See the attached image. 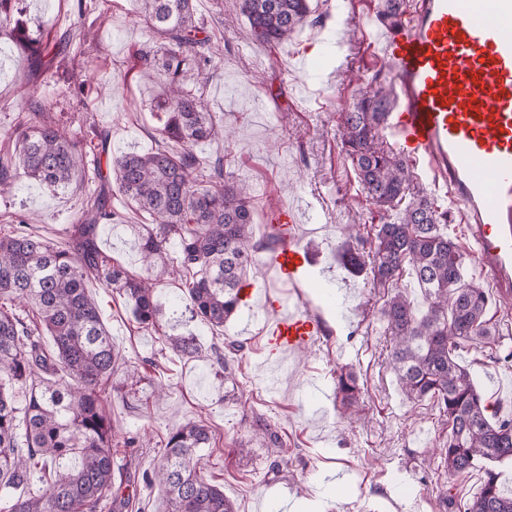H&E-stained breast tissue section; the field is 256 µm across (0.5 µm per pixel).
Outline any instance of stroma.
Returning <instances> with one entry per match:
<instances>
[{
  "label": "stroma",
  "instance_id": "35a3bbf8",
  "mask_svg": "<svg viewBox=\"0 0 512 512\" xmlns=\"http://www.w3.org/2000/svg\"><path fill=\"white\" fill-rule=\"evenodd\" d=\"M79 0H21L29 26L62 34L76 18ZM384 0H311L312 13L288 43L271 48L256 42L236 0H197L199 18L216 33L207 65L204 100L217 121L234 127L233 141L196 146L251 193L253 234L265 238L280 208L300 209L298 241L317 254L314 275L291 283L263 261L246 271L248 282L271 291L315 317L323 333L304 353L292 354L278 388L266 377L272 368L263 352L265 319L261 304L241 306L216 334L184 319L178 330L202 348L230 339L242 349L234 357L235 383L225 389L207 356L187 358L165 349L159 336L137 330L130 311L111 289L90 281L112 341L145 379L126 385L124 399L105 398L104 407L121 438L136 447H118L124 464V491L149 500L151 512H166L162 487L145 486L141 475L163 456L169 431L190 420L206 421L217 450L204 457L205 473L224 489L237 512H258L261 502L285 501L294 512H452L439 497L442 480L426 462L447 435L430 402H410L387 364L388 338L381 309L384 289L369 274H355L336 260L347 224H376L380 212L363 192L337 134L339 112L377 83L391 80L380 34L387 23ZM138 0H95L86 22L95 46L73 77L69 55L56 60L38 91L67 133L85 144L89 160L112 181V159L156 146L164 121L154 98L166 76L158 68L142 73L136 50L154 46L135 20ZM29 61L8 36L0 37V157L12 153V133L30 103ZM106 131L97 139L95 130ZM88 182L53 190L20 179L12 195L0 197V213L37 217L36 231L50 243L69 242ZM114 220L102 222L98 241L104 253L129 271H140L132 227L147 223L120 194H112ZM474 380L490 410L512 414V368L473 364ZM164 367L167 396L147 381L154 363ZM352 368L362 389L363 418L350 421L336 408V372ZM275 425L287 445V464L255 435L260 422ZM249 454L238 451L239 443Z\"/></svg>",
  "mask_w": 512,
  "mask_h": 512
}]
</instances>
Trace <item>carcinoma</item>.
<instances>
[{
    "instance_id": "obj_1",
    "label": "carcinoma",
    "mask_w": 512,
    "mask_h": 512,
    "mask_svg": "<svg viewBox=\"0 0 512 512\" xmlns=\"http://www.w3.org/2000/svg\"><path fill=\"white\" fill-rule=\"evenodd\" d=\"M20 0H0V33L6 31L44 74L68 45L86 42L91 31L81 22L61 36L35 34L22 19ZM139 19L161 40L162 67L168 85L157 103L168 113L156 147L127 153L112 161L118 192L150 223L138 230L144 274L133 276L104 258L97 243L98 225L114 217L110 190L84 201L72 241L55 247L29 231L30 219L16 217L0 233V512H148V503L120 495L123 473L114 468L112 447L118 434L103 406L102 384L121 362L119 351L88 292L95 280L118 292L143 328L159 326L155 294L168 280L185 284L192 316L219 330L234 314L239 288L255 255L280 244L277 233L262 241L253 236L254 211L249 188L224 175V159L210 164L194 146L231 136L207 111L203 48L213 42L197 16L195 0H138ZM252 36L276 47L288 41L311 13L309 0H240ZM197 70V80H186ZM395 103L394 89L381 85L344 111L341 144L367 198L394 222L373 227L365 238L360 225L348 226L349 244L342 258L353 270L370 268L373 283L392 292L382 317L391 336L390 367L411 402L430 401L448 428L433 449L437 469L461 475L479 468L480 492L443 501L457 512H512V491L504 490L493 463L512 461V419L488 414L470 368L458 351H482L496 329L487 319L488 295L465 279V260L444 231L441 212L415 183L411 165L384 140L381 131ZM81 142L45 117L38 100L16 129L12 160L0 159V195L18 178L65 189L85 172ZM177 244L176 256L167 244ZM411 271L424 293L426 310H416L398 282ZM52 336L55 351L40 347L41 332ZM171 352L196 357L193 336L166 334ZM24 392L23 419L16 394ZM361 388L355 372L336 373V397L350 412ZM258 437L273 453H283L278 432L266 426ZM212 435L201 421H189L166 438L160 464L147 476L164 487L167 512H236L234 503L203 472V451ZM48 474L38 496L25 492L33 468Z\"/></svg>"
}]
</instances>
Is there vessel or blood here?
<instances>
[{"mask_svg": "<svg viewBox=\"0 0 512 512\" xmlns=\"http://www.w3.org/2000/svg\"><path fill=\"white\" fill-rule=\"evenodd\" d=\"M400 105L389 115L401 156L450 189L484 280L512 293V0H418L383 37ZM298 209L277 217L283 246L266 256L295 281L312 266ZM265 350L278 360L315 345L320 322L270 298Z\"/></svg>", "mask_w": 512, "mask_h": 512, "instance_id": "obj_1", "label": "vessel or blood"}]
</instances>
